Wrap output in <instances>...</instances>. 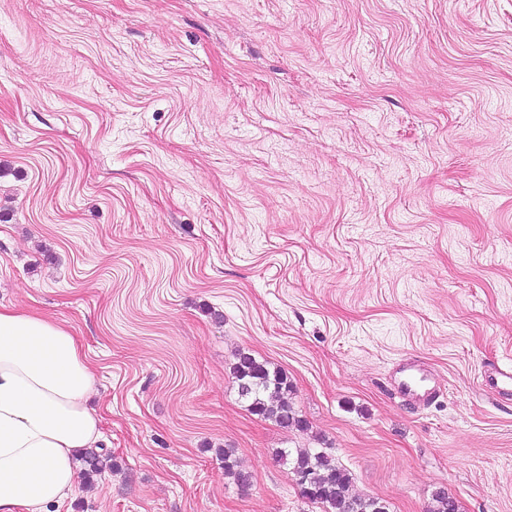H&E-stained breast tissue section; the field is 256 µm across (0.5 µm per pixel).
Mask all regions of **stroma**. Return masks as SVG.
I'll return each mask as SVG.
<instances>
[{"mask_svg": "<svg viewBox=\"0 0 512 512\" xmlns=\"http://www.w3.org/2000/svg\"><path fill=\"white\" fill-rule=\"evenodd\" d=\"M0 306L95 372L112 465L59 512H320L299 447L389 512H512V0H0ZM236 359L233 375L238 395L248 403V410L285 429L306 431V421L298 416L288 400L291 384L286 373L247 353H239ZM395 389L403 399L425 405L436 394L437 380L424 361L408 359L400 364ZM222 456L224 459V475L232 478L241 489L248 488L251 485V475L240 468L234 450L224 448V450H222Z\"/></svg>", "mask_w": 512, "mask_h": 512, "instance_id": "1", "label": "stroma"}]
</instances>
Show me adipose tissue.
I'll list each match as a JSON object with an SVG mask.
<instances>
[{
    "instance_id": "obj_1",
    "label": "adipose tissue",
    "mask_w": 512,
    "mask_h": 512,
    "mask_svg": "<svg viewBox=\"0 0 512 512\" xmlns=\"http://www.w3.org/2000/svg\"><path fill=\"white\" fill-rule=\"evenodd\" d=\"M94 386L70 330L0 308V512H48L73 495L76 461L102 437Z\"/></svg>"
}]
</instances>
